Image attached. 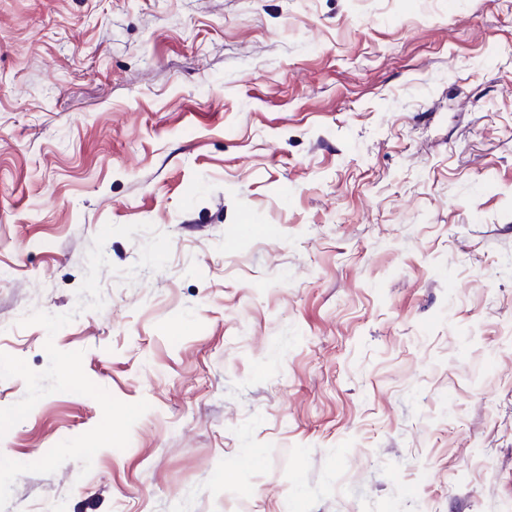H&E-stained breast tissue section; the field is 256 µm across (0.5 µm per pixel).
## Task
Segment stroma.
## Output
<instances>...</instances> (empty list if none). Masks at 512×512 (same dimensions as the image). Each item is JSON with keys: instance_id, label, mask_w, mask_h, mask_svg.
<instances>
[{"instance_id": "stroma-1", "label": "stroma", "mask_w": 512, "mask_h": 512, "mask_svg": "<svg viewBox=\"0 0 512 512\" xmlns=\"http://www.w3.org/2000/svg\"><path fill=\"white\" fill-rule=\"evenodd\" d=\"M108 223L170 260L76 312ZM49 339L150 408L5 512H512V0H0V352Z\"/></svg>"}]
</instances>
